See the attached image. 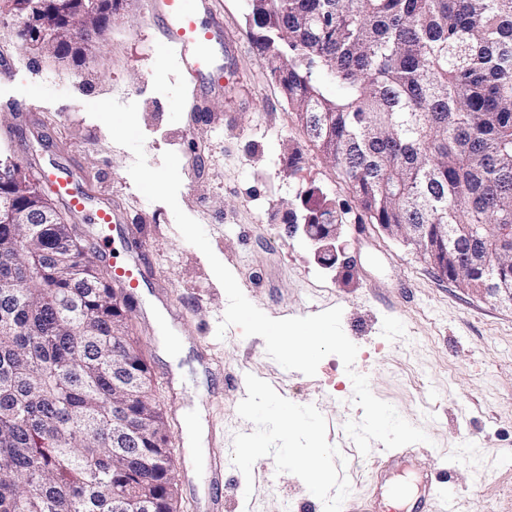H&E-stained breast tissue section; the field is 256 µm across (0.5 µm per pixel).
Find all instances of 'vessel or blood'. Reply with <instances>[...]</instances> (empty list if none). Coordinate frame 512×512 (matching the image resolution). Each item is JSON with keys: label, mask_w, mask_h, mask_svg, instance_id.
<instances>
[{"label": "vessel or blood", "mask_w": 512, "mask_h": 512, "mask_svg": "<svg viewBox=\"0 0 512 512\" xmlns=\"http://www.w3.org/2000/svg\"><path fill=\"white\" fill-rule=\"evenodd\" d=\"M210 0H150L147 19L162 35V48L172 46L180 50L181 61L192 81H206L210 87H223L224 67L215 61L214 41L223 37V26L204 27L199 17L210 10ZM40 174L53 187L77 220L92 225L113 226L124 223L125 216L114 209L111 202L88 182L82 180L75 168L55 162L41 169ZM149 258L146 251H137L131 260L109 263L107 270L116 287L125 289L128 297H135L138 288L149 285ZM410 469L416 477V490L410 497L392 482L398 472ZM373 470L377 481L369 495L340 494L336 512H392L396 498H403L404 512H458L457 500L448 492L446 484L417 465V457L409 449L385 451L375 461ZM223 455H215L209 468L213 489L210 512L224 510Z\"/></svg>", "instance_id": "b4317fda"}]
</instances>
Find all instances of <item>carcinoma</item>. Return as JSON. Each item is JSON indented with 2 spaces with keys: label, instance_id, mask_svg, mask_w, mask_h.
<instances>
[{
  "label": "carcinoma",
  "instance_id": "cac0c4a2",
  "mask_svg": "<svg viewBox=\"0 0 512 512\" xmlns=\"http://www.w3.org/2000/svg\"><path fill=\"white\" fill-rule=\"evenodd\" d=\"M249 34L373 224H512V0H250ZM0 170V202L26 203ZM312 223L328 203L306 194ZM66 224H0V512H169L168 434ZM448 277L464 288L479 270ZM138 384L112 387V363ZM144 425L117 454L112 430Z\"/></svg>",
  "mask_w": 512,
  "mask_h": 512
}]
</instances>
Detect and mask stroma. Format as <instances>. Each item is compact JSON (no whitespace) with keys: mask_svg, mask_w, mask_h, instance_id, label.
Instances as JSON below:
<instances>
[{"mask_svg":"<svg viewBox=\"0 0 512 512\" xmlns=\"http://www.w3.org/2000/svg\"><path fill=\"white\" fill-rule=\"evenodd\" d=\"M216 7L236 40L235 48L216 50L230 84L200 105L177 55L158 48L147 0H124L88 56L65 62L23 46L12 20L0 15V55L21 63L0 83V101L35 107L31 114L0 108V135L14 129L19 138L14 147L0 139V157L32 172L45 151L71 157L87 181L121 203L151 253L152 285L139 290L128 325L166 420L178 512H206L216 453L229 469L224 512H304L309 503L331 512L341 490L367 493L382 445L361 454L344 430L363 416L353 371L425 431L420 465L446 480L460 507L512 512V306L456 287L412 246L370 223L257 51L248 0H216ZM110 98L137 103L150 166L164 152L177 153L179 205L203 226L252 304L274 319L342 308L343 331L358 347L352 368L330 355L307 376L269 357L262 337L235 326L218 333L228 299L207 258L183 239L166 204L135 187L133 153L85 110ZM296 152L302 159L294 166L288 159ZM312 188L340 222V255L331 266L286 224L304 218L302 200ZM240 369L255 382L246 402L220 382ZM284 403L306 422L283 442L257 409ZM248 433L272 439L245 465L240 448ZM317 448L338 454L319 490L312 472L290 458ZM465 453L471 462H462Z\"/></svg>","mask_w":512,"mask_h":512,"instance_id":"obj_1","label":"stroma"}]
</instances>
